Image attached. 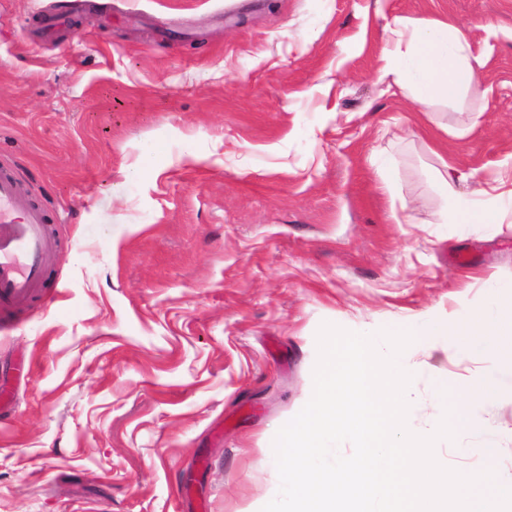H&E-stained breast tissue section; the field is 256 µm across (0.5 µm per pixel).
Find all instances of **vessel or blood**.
I'll use <instances>...</instances> for the list:
<instances>
[{"label":"vessel or blood","mask_w":512,"mask_h":512,"mask_svg":"<svg viewBox=\"0 0 512 512\" xmlns=\"http://www.w3.org/2000/svg\"><path fill=\"white\" fill-rule=\"evenodd\" d=\"M47 243L43 209L24 205L13 178L0 174V308L25 305L46 287L51 265Z\"/></svg>","instance_id":"b4317fda"}]
</instances>
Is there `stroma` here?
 Wrapping results in <instances>:
<instances>
[{"label":"stroma","mask_w":512,"mask_h":512,"mask_svg":"<svg viewBox=\"0 0 512 512\" xmlns=\"http://www.w3.org/2000/svg\"><path fill=\"white\" fill-rule=\"evenodd\" d=\"M58 2L0 0V167L47 211L53 253L50 300L0 314V512H261L323 323L512 298V229L438 223L436 185L445 162L512 166V0ZM395 15L451 23L483 57L468 136V112L384 92ZM400 363L420 435L440 379L497 368L444 336ZM488 446L512 481L511 401L435 455L476 473Z\"/></svg>","instance_id":"obj_1"}]
</instances>
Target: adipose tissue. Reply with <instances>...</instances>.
I'll return each instance as SVG.
<instances>
[{"label": "adipose tissue", "instance_id": "ef3b65f1", "mask_svg": "<svg viewBox=\"0 0 512 512\" xmlns=\"http://www.w3.org/2000/svg\"><path fill=\"white\" fill-rule=\"evenodd\" d=\"M385 30L388 37L379 79L408 90L418 111L428 113L440 104L487 96L479 78L484 60L473 53L459 27L438 19L414 22L397 16L387 22ZM457 178L456 169L445 165L439 186L447 208L439 223L512 224V169L477 180L464 194L455 189Z\"/></svg>", "mask_w": 512, "mask_h": 512}]
</instances>
